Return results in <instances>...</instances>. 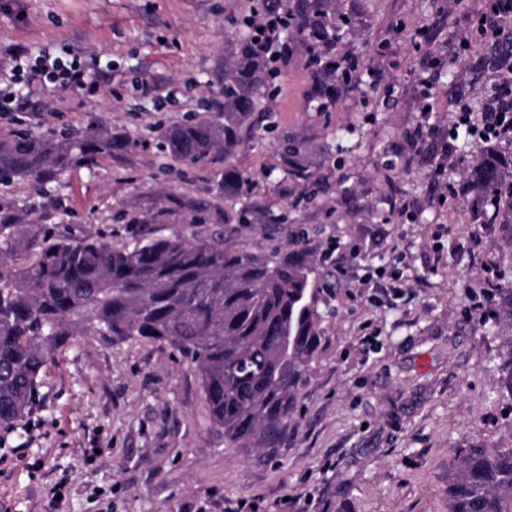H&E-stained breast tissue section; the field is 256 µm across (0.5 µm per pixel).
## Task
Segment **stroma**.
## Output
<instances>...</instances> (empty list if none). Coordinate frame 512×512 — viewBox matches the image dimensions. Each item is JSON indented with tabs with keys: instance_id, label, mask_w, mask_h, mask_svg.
Segmentation results:
<instances>
[{
	"instance_id": "obj_1",
	"label": "stroma",
	"mask_w": 512,
	"mask_h": 512,
	"mask_svg": "<svg viewBox=\"0 0 512 512\" xmlns=\"http://www.w3.org/2000/svg\"><path fill=\"white\" fill-rule=\"evenodd\" d=\"M356 24L343 44L383 72L335 111L315 112L302 52L282 64L262 106L275 133L233 157L254 173L250 193L218 195L223 159L167 164L162 131L215 115L214 101L241 21L254 0H0V51L51 48L107 63L99 96L36 87L58 112L0 115V134L90 126L114 147L96 164L60 174L49 198L34 179L0 185V207L43 206L39 225L62 235L107 233L120 248L143 222L171 232L192 205L217 220L225 245L258 255L300 251L312 269L323 340L281 447H228L197 373L167 345L76 337L46 370L41 408L19 443L0 447V512H448V475L474 446L512 448L505 348L483 296V267L512 287V244L480 223L473 196L436 207L447 182L426 140L407 151L420 114L416 77L448 102L466 61L454 36L473 25V0H336ZM402 39L376 48L392 23ZM150 81L158 91L141 92ZM307 142L314 198L289 183L277 138ZM331 260H323L325 250ZM349 276L337 280V266ZM368 276L365 286L350 275ZM60 498H53V491Z\"/></svg>"
}]
</instances>
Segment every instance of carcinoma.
<instances>
[{
	"instance_id": "1",
	"label": "carcinoma",
	"mask_w": 512,
	"mask_h": 512,
	"mask_svg": "<svg viewBox=\"0 0 512 512\" xmlns=\"http://www.w3.org/2000/svg\"><path fill=\"white\" fill-rule=\"evenodd\" d=\"M306 55L318 111L330 112L337 93L336 43L349 17L336 0H259ZM291 47L243 36L224 71V118L203 117L170 128L165 146L190 166L213 155L231 158L245 137L270 132L256 114L263 91L274 88ZM112 153V136L95 127L59 135L14 130L0 135V185L33 177L51 183L72 167ZM278 154L288 181L306 190L314 174L304 139L285 135ZM220 191L237 194L251 172L231 164L215 175ZM476 193L512 190V157L483 148L470 172ZM478 218L512 239L507 212ZM199 218L169 235L154 229L122 247L103 236L76 239L41 230L29 214L0 218V432L24 428L40 403L46 368L76 336L106 344L142 338L167 344L197 372L210 418L231 448L280 447L302 386L321 347L311 268L298 254L259 256L224 245V237L195 230ZM27 252L14 264L9 255ZM495 318L508 330L503 388L512 394V288L500 291ZM448 512H512V448H467L448 475Z\"/></svg>"
}]
</instances>
